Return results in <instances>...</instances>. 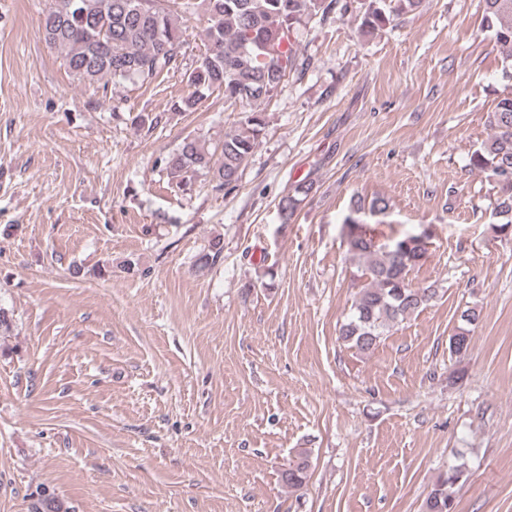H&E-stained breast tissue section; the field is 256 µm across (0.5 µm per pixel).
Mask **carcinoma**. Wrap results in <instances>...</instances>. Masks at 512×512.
<instances>
[{"label":"carcinoma","mask_w":512,"mask_h":512,"mask_svg":"<svg viewBox=\"0 0 512 512\" xmlns=\"http://www.w3.org/2000/svg\"><path fill=\"white\" fill-rule=\"evenodd\" d=\"M421 4L422 0H364L360 28L373 33ZM338 5L348 10V3L340 0H51L42 29L45 41L61 51L71 73L89 81L147 84L177 67L186 42L183 16L203 13L207 49L187 74L191 91L172 101L171 110L175 115L193 112L205 93L219 90L224 92V102L242 107L243 118L212 150L195 138H185L164 165L168 176L181 184L188 173L211 167L217 155L218 186L230 192L237 187L266 125L259 104L270 99L297 69L294 32L306 19L327 18ZM485 20L496 43L507 49L502 74L512 79V0H485ZM488 124L492 134L471 153L469 167L496 184L493 211L499 221L495 226L507 232L512 231V93L497 102L488 114ZM312 189L311 183L300 182L280 198L281 223L291 222ZM388 209L383 197L368 203L358 199L344 219L348 251L364 262L368 283L356 293L339 339L362 353L373 350L390 328L435 295L430 288L412 287L409 279L427 254L425 238L413 234L379 244L362 230V215H383ZM223 254V238L214 237L197 264L212 266ZM460 319L463 325L450 341V349L457 353L468 349L471 338L466 326L478 321L479 314L466 309ZM308 468L304 450L282 471L281 481L299 488L306 482ZM464 473L463 463L449 466L428 494L425 512H454L453 488Z\"/></svg>","instance_id":"1"}]
</instances>
